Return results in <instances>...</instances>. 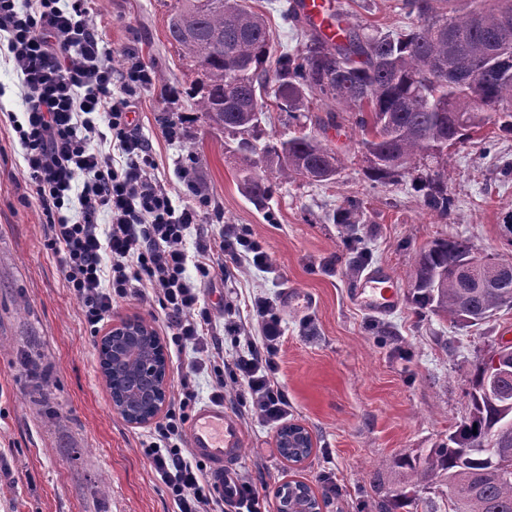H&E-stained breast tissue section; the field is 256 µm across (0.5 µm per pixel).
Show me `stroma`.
Here are the masks:
<instances>
[{
	"instance_id": "1",
	"label": "stroma",
	"mask_w": 512,
	"mask_h": 512,
	"mask_svg": "<svg viewBox=\"0 0 512 512\" xmlns=\"http://www.w3.org/2000/svg\"><path fill=\"white\" fill-rule=\"evenodd\" d=\"M265 17L280 50L302 47L301 29L283 15L290 0H248ZM353 23L371 33L409 29L414 20L403 0H339ZM175 0H93L91 16L108 58L121 71L131 58L152 69L155 89L134 88L135 122L156 154V177L173 196L196 199L181 177L191 168L207 190L206 223L191 228L188 243L216 234L222 225L246 227L271 257L270 268L229 264L224 279L203 284L213 332L223 356L199 358L193 349L168 356V390L191 375L199 403L224 384V409L240 421L244 451L239 475L277 512L276 492L288 480L308 484L323 512H377L376 503L401 490L398 458L436 447L469 412L467 371L490 352L502 333L512 334V309L493 320L462 327L419 309L410 295L417 253L437 239H459L473 251L512 260V236L503 224L512 211V135L493 125L470 131L448 150L449 216L427 209L410 179L385 186L365 172L361 132L344 123L325 140L341 154L343 168L330 182L275 179L266 206L243 193L238 159L224 137L197 114L191 88L197 73L168 39ZM172 89L176 96L163 99ZM24 101L12 61L0 56V512H172L165 486L141 450L152 425L134 426L113 413L98 370L97 333L85 323L66 288L56 257L47 250L48 226L22 176L20 148L11 139L8 113ZM182 117L176 140L162 137L169 118ZM360 204L355 232L332 219L346 200ZM385 268L400 290L393 312L367 313L351 301L354 280ZM305 292L311 305L284 307L285 288ZM266 297L284 327L277 380L291 404L289 422L314 436L311 455L299 466L284 459L275 428L240 405V383L228 361L257 328L249 311ZM236 306L225 311L223 302ZM39 353L55 368L49 403L23 361Z\"/></svg>"
}]
</instances>
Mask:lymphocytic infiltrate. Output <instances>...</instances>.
Segmentation results:
<instances>
[{"mask_svg": "<svg viewBox=\"0 0 512 512\" xmlns=\"http://www.w3.org/2000/svg\"><path fill=\"white\" fill-rule=\"evenodd\" d=\"M86 2L31 0L23 7L18 0H0V33L24 90L23 116L10 124L25 183L51 229L47 247L90 328L119 302L151 295L175 346L218 350L200 280L223 272L228 258L269 267V255L233 225L187 248L188 230L201 225L204 215L154 177L153 146L131 117L135 106L128 91L152 85L151 71L141 61L119 73L106 64L110 50ZM190 266L198 281L187 278ZM251 309L260 336L235 355L230 370L244 387V406L276 424L291 409L276 378L284 331L268 299H253ZM194 400L190 378H182L165 422L143 442V454L174 512H224V499L202 463L180 445Z\"/></svg>", "mask_w": 512, "mask_h": 512, "instance_id": "f902f5d3", "label": "lymphocytic infiltrate"}]
</instances>
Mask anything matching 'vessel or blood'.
<instances>
[{
    "label": "vessel or blood",
    "mask_w": 512,
    "mask_h": 512,
    "mask_svg": "<svg viewBox=\"0 0 512 512\" xmlns=\"http://www.w3.org/2000/svg\"><path fill=\"white\" fill-rule=\"evenodd\" d=\"M352 298L366 311L389 313L399 304L400 290L386 270L376 269L356 284ZM188 437L194 455L210 465V482L226 501H234L237 463L242 451V428L238 419L225 412L222 404H205L194 415Z\"/></svg>",
    "instance_id": "obj_1"
}]
</instances>
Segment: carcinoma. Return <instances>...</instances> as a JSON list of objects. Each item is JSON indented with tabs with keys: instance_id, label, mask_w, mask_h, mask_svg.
I'll return each mask as SVG.
<instances>
[{
	"instance_id": "obj_1",
	"label": "carcinoma",
	"mask_w": 512,
	"mask_h": 512,
	"mask_svg": "<svg viewBox=\"0 0 512 512\" xmlns=\"http://www.w3.org/2000/svg\"><path fill=\"white\" fill-rule=\"evenodd\" d=\"M452 0H404L413 27L373 34L347 21L336 10V40L302 28L304 47L294 53L276 50L262 15L246 0H177L168 19V36L187 65L201 78L193 95L196 111L208 126L234 137L248 195L257 202L273 194V184L257 175L259 165L276 168L286 179L303 167L340 171L343 160L312 133L264 135L255 112L266 100L298 122L310 103L324 108L320 127L336 126V106L351 113L362 132L363 155L370 176L387 184L405 177L424 190V202L448 214V155H434L435 145H455L473 128L491 124L512 134V78L481 76L492 38L512 16V0H470L463 14ZM481 24L472 25L474 14ZM453 62L456 85L438 76ZM244 74L236 88L228 81ZM353 200L338 207L336 223H357ZM471 248L439 239L415 260L412 300L422 309L469 326L468 313L512 308V275L492 288H465L454 276L456 262ZM481 368L469 370L470 419L448 434L447 441L425 456L407 454L400 462L409 486L440 485L452 490L449 512H512V430L499 433L512 418V375L503 379L501 397L477 396ZM413 512H440L431 498L405 497Z\"/></svg>"
}]
</instances>
